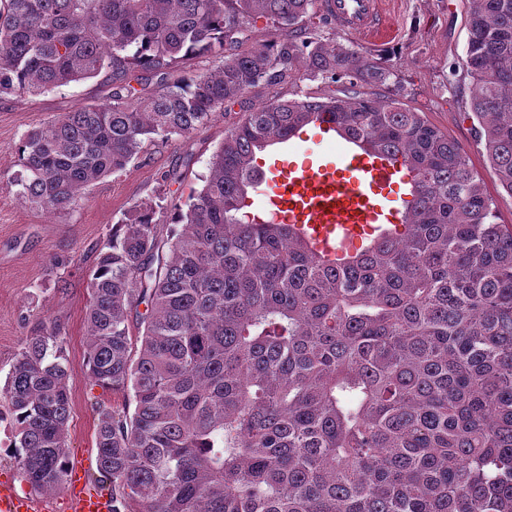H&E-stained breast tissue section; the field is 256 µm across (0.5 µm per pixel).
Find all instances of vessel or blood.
<instances>
[{"mask_svg": "<svg viewBox=\"0 0 512 512\" xmlns=\"http://www.w3.org/2000/svg\"><path fill=\"white\" fill-rule=\"evenodd\" d=\"M336 23L362 36L385 34L379 0H331ZM298 147L285 142L267 166L260 210L272 224H291L325 258L336 259L358 248L367 237L400 218L388 193L405 179L403 165L375 152L341 148L315 162H297ZM35 498L20 499L14 486L0 482V512H42ZM72 512H112V499L101 492H78Z\"/></svg>", "mask_w": 512, "mask_h": 512, "instance_id": "vessel-or-blood-1", "label": "vessel or blood"}]
</instances>
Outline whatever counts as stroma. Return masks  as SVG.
<instances>
[{"label":"stroma","instance_id":"obj_1","mask_svg":"<svg viewBox=\"0 0 512 512\" xmlns=\"http://www.w3.org/2000/svg\"><path fill=\"white\" fill-rule=\"evenodd\" d=\"M382 4L387 38L358 36L333 23L324 26V36L388 51L397 63L402 102L464 147L495 201L497 223L512 224V196L491 176L476 122L467 116L473 89L463 69L468 0ZM111 95L112 84L102 74L35 97L0 99V387L31 328L41 320L60 324L69 374L70 460L80 463L88 488L98 492L111 486L97 469L96 408L112 405L114 397L111 390L91 384L85 366L88 273L124 214L135 205L156 202L166 176L182 175L178 189L183 196L199 186L225 130L246 110L242 104L229 106L189 136L148 146L143 159L90 188L69 216L53 217L22 204L12 180L23 136L62 113L106 103Z\"/></svg>","mask_w":512,"mask_h":512}]
</instances>
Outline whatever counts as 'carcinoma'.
<instances>
[{
  "mask_svg": "<svg viewBox=\"0 0 512 512\" xmlns=\"http://www.w3.org/2000/svg\"><path fill=\"white\" fill-rule=\"evenodd\" d=\"M315 18H328L319 0H0V98L112 82L111 101L18 147V198L53 215L262 85L345 84L249 106L201 189L165 206L167 239L141 204L98 251L86 364L122 397L96 408L112 512H512V225L494 221L457 142L370 92L398 85L396 64L321 36ZM260 19L291 35L243 47ZM466 26L470 111L512 197V0H470ZM199 57L216 69L167 81ZM323 115L411 173L402 231L333 263L244 212L257 154ZM68 377L60 326L36 323L0 421L37 493L70 467ZM300 76V79L298 77ZM297 81L294 84H285L279 85L275 87H271L266 90V96L272 95H284L286 98L293 97L292 94H295L296 91H302L303 93L308 94L309 96L315 97H324L327 95L337 96L342 95L340 89L343 88L341 83L332 84L327 83L322 79H311L309 77L298 75Z\"/></svg>",
  "mask_w": 512,
  "mask_h": 512,
  "instance_id": "obj_1",
  "label": "carcinoma"
}]
</instances>
